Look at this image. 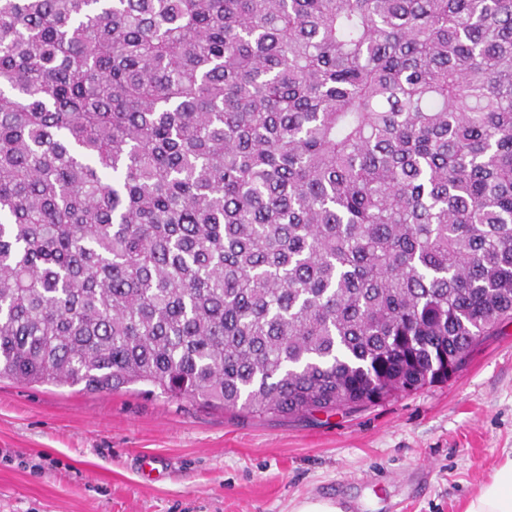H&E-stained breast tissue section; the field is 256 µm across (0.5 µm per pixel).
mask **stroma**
Masks as SVG:
<instances>
[{"instance_id":"35a3bbf8","label":"stroma","mask_w":512,"mask_h":512,"mask_svg":"<svg viewBox=\"0 0 512 512\" xmlns=\"http://www.w3.org/2000/svg\"><path fill=\"white\" fill-rule=\"evenodd\" d=\"M158 456L144 482L141 453ZM512 454V322L447 382L367 409L251 418L142 386L0 380V512H463Z\"/></svg>"}]
</instances>
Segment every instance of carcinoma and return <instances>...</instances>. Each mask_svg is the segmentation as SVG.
Wrapping results in <instances>:
<instances>
[{"mask_svg":"<svg viewBox=\"0 0 512 512\" xmlns=\"http://www.w3.org/2000/svg\"><path fill=\"white\" fill-rule=\"evenodd\" d=\"M512 320V0H0V379L258 418Z\"/></svg>","mask_w":512,"mask_h":512,"instance_id":"1","label":"carcinoma"}]
</instances>
